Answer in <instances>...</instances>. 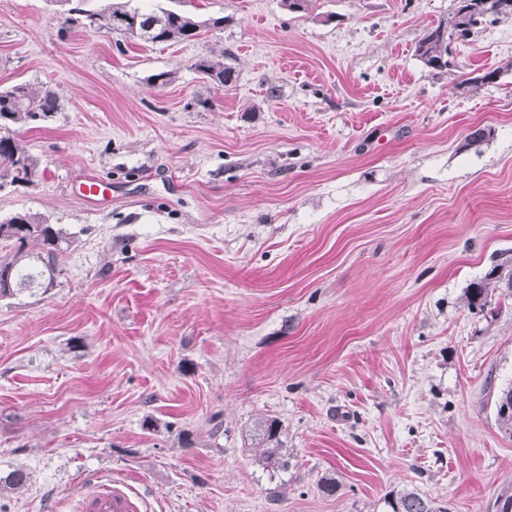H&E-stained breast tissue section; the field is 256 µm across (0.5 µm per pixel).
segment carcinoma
I'll use <instances>...</instances> for the list:
<instances>
[{
	"instance_id": "carcinoma-1",
	"label": "carcinoma",
	"mask_w": 512,
	"mask_h": 512,
	"mask_svg": "<svg viewBox=\"0 0 512 512\" xmlns=\"http://www.w3.org/2000/svg\"><path fill=\"white\" fill-rule=\"evenodd\" d=\"M69 11L82 17V25L91 32L106 30L150 44H168L192 40L202 31L224 26V17L204 20L174 10L142 12L122 0L110 2L97 11L78 3ZM512 16V0H455L448 20L427 27L415 45V55L433 71L448 69L449 42L452 36L466 37L484 22ZM203 79L217 86H229L235 71L222 61L201 57L194 63ZM58 110L57 93L51 88L35 89L26 83L0 90V190L38 184L42 171L39 159L14 137L20 128L41 123ZM0 241L14 246L10 255L0 259V299L31 296L56 286L58 255L71 244L70 234L58 224H50L37 212H19L0 221ZM496 411L502 427L512 431V384L498 394ZM281 429L275 419L258 420L253 428L254 462L266 470L288 466L281 454ZM29 474L14 469L0 476V487L23 488ZM385 503L391 512H442L434 501L416 491L390 494Z\"/></svg>"
}]
</instances>
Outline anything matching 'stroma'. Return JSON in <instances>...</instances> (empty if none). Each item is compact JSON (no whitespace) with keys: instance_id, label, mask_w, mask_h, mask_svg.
Returning a JSON list of instances; mask_svg holds the SVG:
<instances>
[{"instance_id":"35a3bbf8","label":"stroma","mask_w":512,"mask_h":512,"mask_svg":"<svg viewBox=\"0 0 512 512\" xmlns=\"http://www.w3.org/2000/svg\"><path fill=\"white\" fill-rule=\"evenodd\" d=\"M133 4L224 27L152 45L88 33L59 0H0V90L59 97L18 133L43 175L0 191V220L38 212L73 236L56 288L0 300V474L29 473L0 512H72L96 473L146 512H387L402 489L496 512L512 17L452 41L437 73L414 49L453 0ZM210 55L235 84L202 81ZM87 176L106 202L80 199ZM271 417L274 473L251 452ZM281 429L275 419L258 420L253 428L252 457L254 462L266 470H275L288 466L281 454Z\"/></svg>"}]
</instances>
